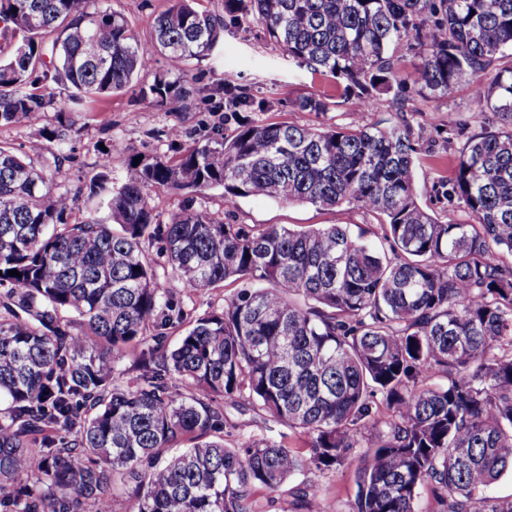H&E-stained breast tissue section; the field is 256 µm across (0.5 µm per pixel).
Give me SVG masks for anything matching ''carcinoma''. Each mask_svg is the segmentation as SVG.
I'll return each mask as SVG.
<instances>
[{
	"instance_id": "carcinoma-1",
	"label": "carcinoma",
	"mask_w": 512,
	"mask_h": 512,
	"mask_svg": "<svg viewBox=\"0 0 512 512\" xmlns=\"http://www.w3.org/2000/svg\"><path fill=\"white\" fill-rule=\"evenodd\" d=\"M170 0L143 41L94 0H0V127L54 122L32 148L0 146V512H254L298 476L339 471L364 449L349 512H512L488 491L512 472V66L475 98L495 124L450 128L455 174L436 192L467 222H442L418 197L420 145L407 104L441 100L512 52V0H224V12ZM258 27L299 65L342 81L366 123L241 122L164 161L112 142L79 197L49 173L72 114L127 87L163 112L187 110L183 74L229 24ZM421 59L403 74L395 53ZM69 84V102L37 86ZM300 110L326 113L315 96ZM224 92V113L264 109ZM57 151L46 153L44 142ZM127 155L112 186V155ZM213 187L375 214L372 238L347 224H235L186 205L154 222L152 193ZM160 240L169 282L150 246ZM16 270L20 276H10ZM243 288L183 323L177 289ZM138 374L126 373L128 347ZM250 406L308 438V453L250 437L224 444L229 407ZM175 454L167 451L177 446ZM324 490L297 489L298 505Z\"/></svg>"
}]
</instances>
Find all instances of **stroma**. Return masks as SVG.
<instances>
[{"mask_svg": "<svg viewBox=\"0 0 512 512\" xmlns=\"http://www.w3.org/2000/svg\"><path fill=\"white\" fill-rule=\"evenodd\" d=\"M99 7L121 13L141 39H149L155 15L165 10L169 0H98ZM163 60H156L153 72L135 77L122 91L102 101L86 103L77 117L66 151L71 160L55 175L61 190L78 193L85 190L91 178L99 171L103 146L113 140L123 141L130 150L171 160L193 144L205 143L216 126L232 133L237 125L225 120L222 108L224 92L245 88L258 99L272 102L267 112L251 113L253 121L261 123L286 122L297 125L347 123L354 107L344 101L342 87L335 78L298 65L264 37L259 28L229 27L212 54L205 60L190 61L187 65L193 88L189 111L169 113L151 106L141 93L151 83L154 71L164 69ZM319 95L328 98L330 110L326 114L302 112L294 108L296 99ZM413 127L423 143L419 165V201L443 221H467L462 210H449L446 202L434 194V185L454 176L455 145L448 142V129L456 120H468L473 128L487 122L473 102L467 86H458L450 98L433 101L416 98ZM181 126L184 135L172 140L168 130ZM195 208L222 214L238 224H282L293 229L319 224H347L352 231L373 227L376 217L363 209L342 206L323 210L305 203H280L261 198H237L225 202L222 189H208L187 197L166 190L156 191L153 207L156 223L163 224L169 215L186 204ZM232 423L225 430L226 446H234L248 437H265L290 448L302 447L304 438L299 431L289 429L270 417L251 411L228 409ZM325 494L323 512H349L354 498L353 469L328 472L319 478Z\"/></svg>", "mask_w": 512, "mask_h": 512, "instance_id": "35a3bbf8", "label": "stroma"}]
</instances>
